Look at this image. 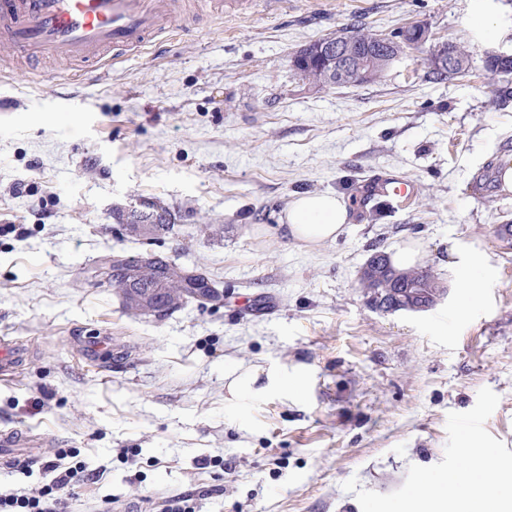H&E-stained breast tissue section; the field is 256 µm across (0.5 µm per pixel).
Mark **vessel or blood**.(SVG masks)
<instances>
[{"label":"vessel or blood","instance_id":"obj_1","mask_svg":"<svg viewBox=\"0 0 512 512\" xmlns=\"http://www.w3.org/2000/svg\"><path fill=\"white\" fill-rule=\"evenodd\" d=\"M178 0H0V44L29 61L103 65L169 31Z\"/></svg>","mask_w":512,"mask_h":512}]
</instances>
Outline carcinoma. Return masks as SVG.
<instances>
[{
    "mask_svg": "<svg viewBox=\"0 0 512 512\" xmlns=\"http://www.w3.org/2000/svg\"><path fill=\"white\" fill-rule=\"evenodd\" d=\"M453 58L448 61V68L443 70H433L434 76L439 80H446L456 74L454 65L461 62L464 66H469L470 59L468 51L457 44L451 45ZM295 74L310 81L314 86L321 89L327 87H345L353 83L349 76L338 79L334 83L325 80L321 70L311 65L299 66L295 69ZM144 225V233L150 236H159L170 233L174 230L171 215L163 208H148V210H132L127 216V225L135 228L137 225ZM142 254H125L108 252L98 257L87 270L86 281L90 285H95V279L98 277L100 269L108 265L125 264L136 270L138 284L142 288H151L158 291L163 297V305L166 313H171L183 304L196 302L199 307L206 308L210 302L200 299L193 290L192 282H203L208 279L206 272L199 266L192 267L180 266L167 258H159L156 261H141ZM375 265L370 275L364 279L363 288L367 297H372L377 288H395L397 284L391 282L390 269L392 264L390 257L384 252L377 250L373 253ZM403 283L415 284L421 288L424 301L431 303L442 292L438 282V277L428 266H418L403 272Z\"/></svg>",
    "mask_w": 512,
    "mask_h": 512,
    "instance_id": "cac0c4a2",
    "label": "carcinoma"
}]
</instances>
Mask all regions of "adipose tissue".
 <instances>
[{"label":"adipose tissue","mask_w":512,"mask_h":512,"mask_svg":"<svg viewBox=\"0 0 512 512\" xmlns=\"http://www.w3.org/2000/svg\"><path fill=\"white\" fill-rule=\"evenodd\" d=\"M348 222V204L342 196L304 193L292 200L277 229L297 242L317 247L336 240ZM468 448L469 464L463 473L419 486L406 500L403 512H471L483 504L489 496L484 477L493 457L482 444L472 442Z\"/></svg>","instance_id":"obj_1"}]
</instances>
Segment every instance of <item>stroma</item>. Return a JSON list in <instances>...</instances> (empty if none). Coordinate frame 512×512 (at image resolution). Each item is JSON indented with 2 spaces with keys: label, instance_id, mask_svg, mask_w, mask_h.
<instances>
[{
  "label": "stroma",
  "instance_id": "obj_1",
  "mask_svg": "<svg viewBox=\"0 0 512 512\" xmlns=\"http://www.w3.org/2000/svg\"><path fill=\"white\" fill-rule=\"evenodd\" d=\"M206 0L144 49L0 70V432L40 442L0 457V492L49 483L47 461L92 477L69 512H397L419 485L459 471L464 439L490 446L492 498H512V83L484 67L512 54V0ZM415 22L464 46L466 75L434 80L412 50L380 80L316 88L291 57L350 27ZM381 174L414 193L359 202ZM27 190L14 195L16 183ZM348 203L336 241L308 249L273 231L295 195ZM157 204L177 232L148 241L119 217ZM414 241L447 293L424 313L372 309L359 274L373 249ZM476 253L478 290L448 268ZM197 262L223 307L155 319L85 273L107 251ZM112 359L88 355L95 337ZM283 386L228 399L226 374ZM28 460L27 472L16 464Z\"/></svg>",
  "mask_w": 512,
  "mask_h": 512
}]
</instances>
